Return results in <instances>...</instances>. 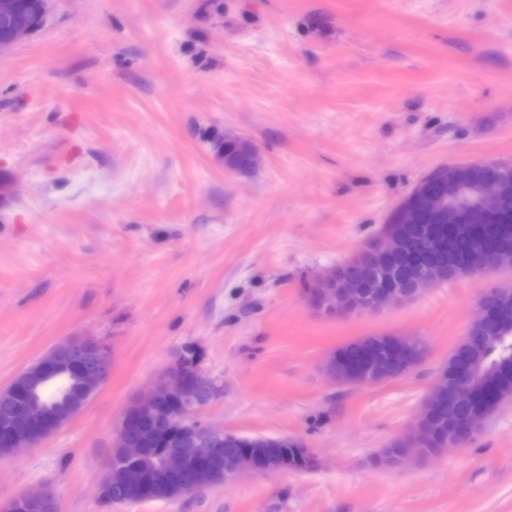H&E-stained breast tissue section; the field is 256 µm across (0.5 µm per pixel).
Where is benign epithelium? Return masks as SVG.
I'll list each match as a JSON object with an SVG mask.
<instances>
[{
	"instance_id": "1",
	"label": "benign epithelium",
	"mask_w": 512,
	"mask_h": 512,
	"mask_svg": "<svg viewBox=\"0 0 512 512\" xmlns=\"http://www.w3.org/2000/svg\"><path fill=\"white\" fill-rule=\"evenodd\" d=\"M52 0H32L27 9L20 0H0V55L8 52L20 39L37 31L44 23ZM435 181L448 184V194L432 193L422 198V203L435 218L436 224L457 229L464 223L463 210L476 206L489 219L499 216L503 197L502 183L491 179L483 182L476 195L448 180V167L432 171ZM415 220L411 206L394 207L385 223H410ZM392 237L383 231L376 234L352 258L365 254L379 255L391 250ZM339 269L333 268L311 281L313 289L306 293V303L316 315L350 317L367 315L405 302L427 286L446 279L445 265L439 259L416 265L415 275L406 289L393 284L391 270L380 267L375 272V287L345 289L336 287ZM427 348L418 339L393 334L388 340L386 357L377 352L368 353L361 362H338L331 365L332 355H327L322 369L326 376L342 386H364L383 383L404 377L413 372L425 359ZM112 350L102 341L87 337H74L58 343L28 367L31 375L18 386H8L0 391V405L7 418L17 420L21 426L0 433V455H13L22 448H33L65 426L80 413L91 398L103 388L112 374ZM73 372L78 378V389L69 406L61 411H50L31 400L27 390L46 377ZM447 378L443 368H438L429 392L415 416L409 430L396 438L401 445L395 452L383 450L376 462L388 468H397L409 461H423L439 455L447 447H464L480 433L488 415L481 413L470 417L461 431L449 440L429 450L423 448L427 439L425 420L429 412L442 403V391ZM214 395L211 382L196 371L187 370L174 361L157 377L148 391L133 396L119 422L112 441L116 456L100 486V497L110 501L114 489H122L127 479L140 487L151 485L153 475L138 468L141 461L153 453L144 447L145 439L161 445V470L171 482L174 493L180 497L193 495L199 486L183 480L195 468L201 457L224 459V470L211 472L213 483H228L243 472L268 474L279 471H302L316 467L317 458L312 449L288 437L242 436L216 429L193 417V412L203 406L199 395ZM234 452L224 456V449ZM282 448H293L296 463L280 454ZM56 505L49 489L23 492L6 502H0V512H36Z\"/></svg>"
}]
</instances>
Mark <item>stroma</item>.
Segmentation results:
<instances>
[{"instance_id": "1", "label": "stroma", "mask_w": 512, "mask_h": 512, "mask_svg": "<svg viewBox=\"0 0 512 512\" xmlns=\"http://www.w3.org/2000/svg\"><path fill=\"white\" fill-rule=\"evenodd\" d=\"M228 132L257 146L256 170L217 161ZM494 160L512 162V0H55L0 55V388L75 336L114 363L80 415L0 457V497L48 486L57 512H512V402L465 447L373 464L512 267L360 317L304 302L426 174ZM393 331L426 343L413 372L324 377L336 347ZM186 343L216 386L199 419L302 440L319 465L101 502L125 406Z\"/></svg>"}]
</instances>
